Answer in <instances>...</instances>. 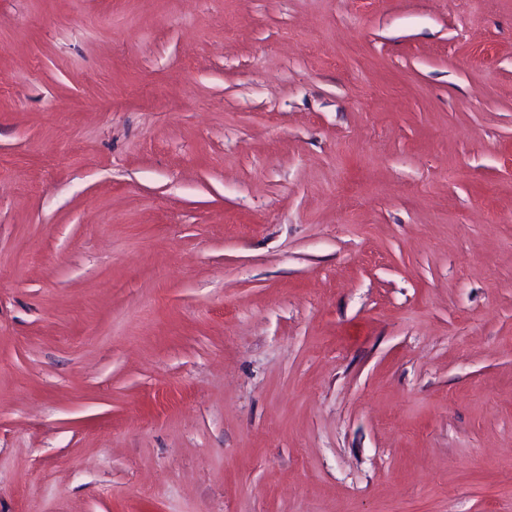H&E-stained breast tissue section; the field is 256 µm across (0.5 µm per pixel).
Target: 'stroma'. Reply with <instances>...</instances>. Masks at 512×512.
Instances as JSON below:
<instances>
[{"mask_svg": "<svg viewBox=\"0 0 512 512\" xmlns=\"http://www.w3.org/2000/svg\"><path fill=\"white\" fill-rule=\"evenodd\" d=\"M0 512H512V0H0Z\"/></svg>", "mask_w": 512, "mask_h": 512, "instance_id": "obj_1", "label": "stroma"}]
</instances>
